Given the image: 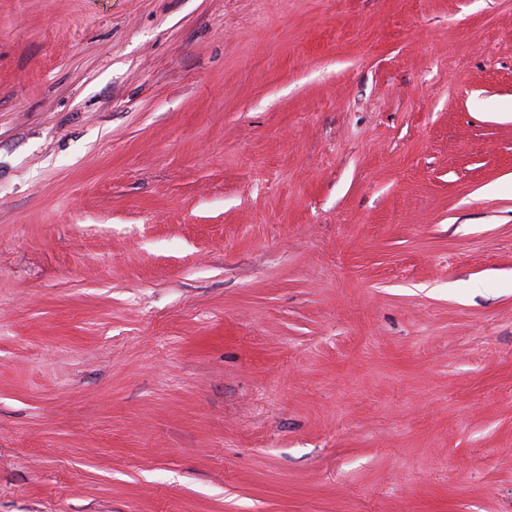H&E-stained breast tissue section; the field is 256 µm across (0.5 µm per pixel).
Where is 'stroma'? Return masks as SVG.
I'll use <instances>...</instances> for the list:
<instances>
[{"label":"stroma","mask_w":512,"mask_h":512,"mask_svg":"<svg viewBox=\"0 0 512 512\" xmlns=\"http://www.w3.org/2000/svg\"><path fill=\"white\" fill-rule=\"evenodd\" d=\"M0 512H512V0H0Z\"/></svg>","instance_id":"obj_1"}]
</instances>
